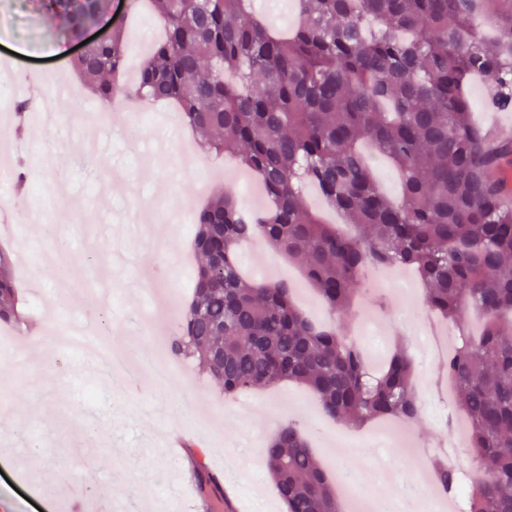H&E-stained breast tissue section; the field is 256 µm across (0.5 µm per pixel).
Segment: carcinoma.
<instances>
[{"label": "carcinoma", "instance_id": "1", "mask_svg": "<svg viewBox=\"0 0 512 512\" xmlns=\"http://www.w3.org/2000/svg\"><path fill=\"white\" fill-rule=\"evenodd\" d=\"M152 2L165 41L132 84H98V101L178 103L200 141L238 158L268 201L248 211L225 190L195 213L201 261L168 353L194 359L227 399L293 381L335 419L416 423L412 355L397 351L372 374L364 349L305 317L287 283L244 278L236 250L258 236L301 260L342 314L366 265L411 267L427 311L459 333L440 374L468 416L476 473L468 512H512V336L503 320L512 314V207L494 178L508 144L471 120L465 91L480 74L491 103L512 109V0H294L300 21L289 33L257 17L253 0ZM40 3L75 27L104 10L102 0ZM127 51L118 18L74 66L94 82L124 71ZM363 142L399 172V199L377 185ZM308 185L356 237L304 206ZM14 264L0 250V321L18 324ZM468 308L484 319L476 338L460 324ZM266 468L287 512H341L295 426L275 436ZM430 469L446 491L460 483L442 456Z\"/></svg>", "mask_w": 512, "mask_h": 512}]
</instances>
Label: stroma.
<instances>
[{"instance_id":"35a3bbf8","label":"stroma","mask_w":512,"mask_h":512,"mask_svg":"<svg viewBox=\"0 0 512 512\" xmlns=\"http://www.w3.org/2000/svg\"><path fill=\"white\" fill-rule=\"evenodd\" d=\"M59 25L21 0H0V55L12 54L25 71L36 60H48L50 66L65 67L67 80H74L68 57L51 52ZM95 104L91 94L75 88L71 120L30 123L22 141L15 136L12 112L0 114V141L13 142L15 154L28 158L31 183L25 196L10 195L0 185V205L19 213L39 211L55 229L46 236L35 223H18L12 243L52 248L63 240L74 258L62 283L42 268H14L27 297L45 291L53 302L48 309L29 310L18 330L29 344L0 342V419L8 423L0 429V512H73L67 490L74 477L91 491L83 501L85 512L123 506L142 487L147 493L139 498V512H157L168 499L166 462L172 456L181 463L177 480L192 512H285L263 467V450L282 424L299 423L319 463L332 474L337 439L375 436L388 420L361 427L333 420L306 388L293 384L244 394L249 410L242 414L192 360L180 361L169 387L155 385L143 371L137 386L123 388L91 371L86 356L44 343L79 328L106 347H131L147 360L165 357L197 263L191 247L195 213L228 187L244 208L263 202L246 194L252 178L232 159L206 156L187 165L186 153L198 139L173 121L168 105L151 106L140 123L96 127L98 164L119 178L111 197H103L79 164L86 153L83 130L96 126ZM90 249L124 256L110 269L111 304L93 307L87 299L100 272L77 259ZM238 261L251 277L265 268L275 270L312 320L354 341H361L365 326H378L385 356L400 337H412L423 320V311L401 298L388 303L383 314L363 302L351 315L330 313L299 262L265 252L255 239L239 248ZM148 305L158 311L154 325L114 320ZM87 387L98 393L94 403L83 401ZM201 462L219 490L197 482L194 471ZM345 464L361 492L373 499L415 480L391 448H365Z\"/></svg>"}]
</instances>
